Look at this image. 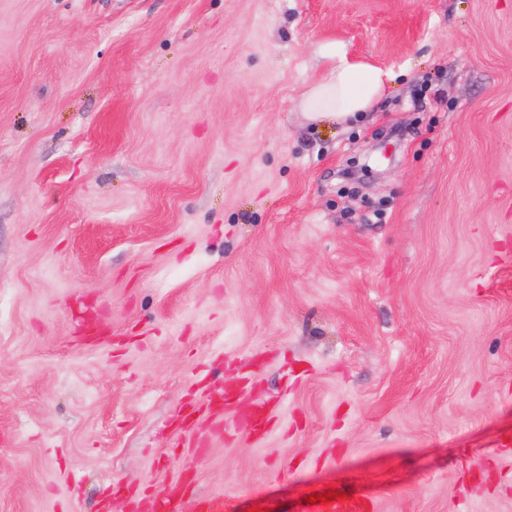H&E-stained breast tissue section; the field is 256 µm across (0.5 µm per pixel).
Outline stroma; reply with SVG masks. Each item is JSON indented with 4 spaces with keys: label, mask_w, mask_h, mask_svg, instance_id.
Instances as JSON below:
<instances>
[{
    "label": "stroma",
    "mask_w": 512,
    "mask_h": 512,
    "mask_svg": "<svg viewBox=\"0 0 512 512\" xmlns=\"http://www.w3.org/2000/svg\"><path fill=\"white\" fill-rule=\"evenodd\" d=\"M507 434L512 0H0V512H512ZM333 62L328 73L300 96L299 107L313 123L347 126L360 121L384 97L392 75L349 56L342 43L322 47ZM306 510L309 512H367L370 510V505L358 497H351V499L344 497L341 502H338V499L331 500L330 505L321 504L320 501L309 503Z\"/></svg>",
    "instance_id": "stroma-1"
}]
</instances>
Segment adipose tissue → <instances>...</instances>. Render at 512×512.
<instances>
[{"label":"adipose tissue","instance_id":"ef3b65f1","mask_svg":"<svg viewBox=\"0 0 512 512\" xmlns=\"http://www.w3.org/2000/svg\"><path fill=\"white\" fill-rule=\"evenodd\" d=\"M322 55L332 66L301 94V111L309 121L320 124L347 126L365 118L384 97L391 74L351 58L340 43L324 46Z\"/></svg>","mask_w":512,"mask_h":512}]
</instances>
